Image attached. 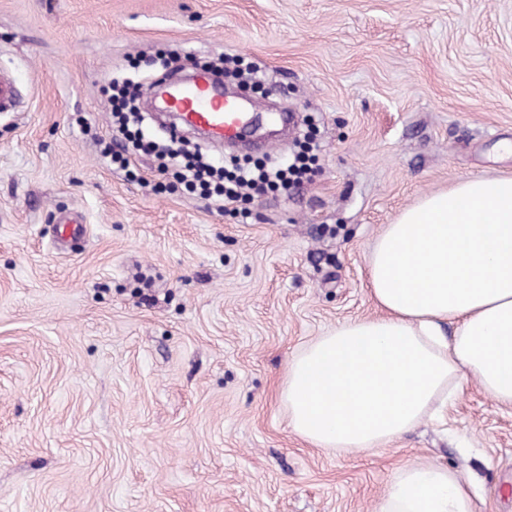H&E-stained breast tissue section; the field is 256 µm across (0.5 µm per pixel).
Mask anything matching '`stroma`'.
Returning a JSON list of instances; mask_svg holds the SVG:
<instances>
[{"label":"stroma","instance_id":"35a3bbf8","mask_svg":"<svg viewBox=\"0 0 512 512\" xmlns=\"http://www.w3.org/2000/svg\"><path fill=\"white\" fill-rule=\"evenodd\" d=\"M162 49L257 63L258 101L316 122L313 179L233 219L154 156L112 164L103 89ZM0 72V512H378L415 464L512 512V407L474 378L357 452L280 398L305 345L380 316L386 224L512 177V0H0Z\"/></svg>","mask_w":512,"mask_h":512}]
</instances>
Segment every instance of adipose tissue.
<instances>
[{
	"label": "adipose tissue",
	"mask_w": 512,
	"mask_h": 512,
	"mask_svg": "<svg viewBox=\"0 0 512 512\" xmlns=\"http://www.w3.org/2000/svg\"><path fill=\"white\" fill-rule=\"evenodd\" d=\"M383 315L336 327L296 354L281 399L292 430L321 448L399 438L464 377L512 406V178L466 179L424 195L368 256ZM379 512H472L447 469L410 466Z\"/></svg>",
	"instance_id": "1"
}]
</instances>
